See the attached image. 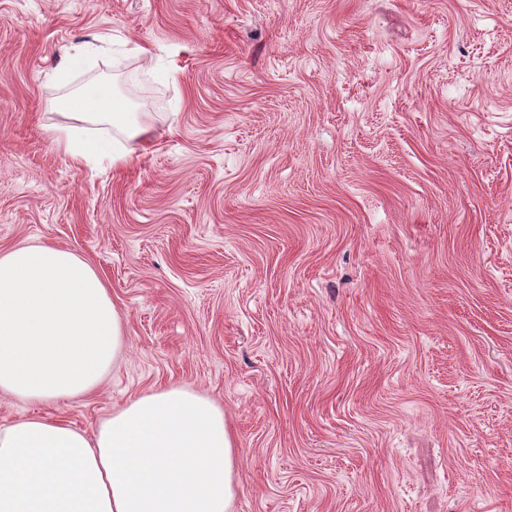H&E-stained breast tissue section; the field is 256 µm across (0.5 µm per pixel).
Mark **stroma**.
<instances>
[{"instance_id":"stroma-1","label":"stroma","mask_w":512,"mask_h":512,"mask_svg":"<svg viewBox=\"0 0 512 512\" xmlns=\"http://www.w3.org/2000/svg\"><path fill=\"white\" fill-rule=\"evenodd\" d=\"M106 85L126 162L52 140ZM86 260L152 389L224 409L234 512H512V0H0V253ZM97 97L91 106H78L75 104L71 110L79 119L101 118L112 124V127L121 130L126 139L134 141L136 145H142L145 136L149 135L151 128L145 124L135 121L131 112H120L116 103L106 89ZM95 111V112H86Z\"/></svg>"}]
</instances>
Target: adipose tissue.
I'll list each match as a JSON object with an SVG mask.
<instances>
[{"mask_svg": "<svg viewBox=\"0 0 512 512\" xmlns=\"http://www.w3.org/2000/svg\"><path fill=\"white\" fill-rule=\"evenodd\" d=\"M78 118L142 144L109 92ZM127 338L96 271L55 245L0 254V393L38 403L96 389ZM237 453L222 407L186 388L142 393L88 433L28 417L0 427V512H233Z\"/></svg>", "mask_w": 512, "mask_h": 512, "instance_id": "obj_1", "label": "adipose tissue"}]
</instances>
